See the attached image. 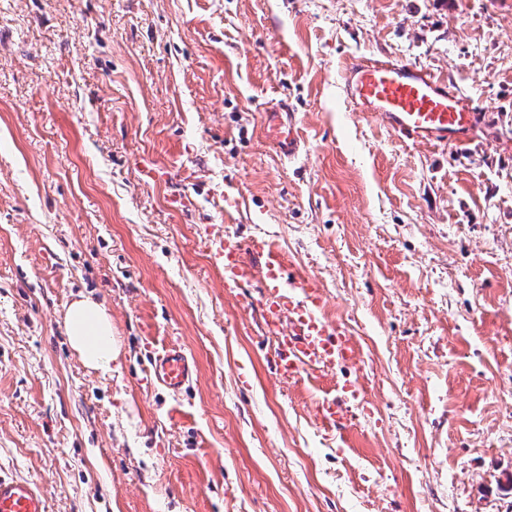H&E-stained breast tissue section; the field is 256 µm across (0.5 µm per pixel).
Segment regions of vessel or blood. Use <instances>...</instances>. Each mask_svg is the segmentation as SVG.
Segmentation results:
<instances>
[{"label": "vessel or blood", "instance_id": "vessel-or-blood-1", "mask_svg": "<svg viewBox=\"0 0 512 512\" xmlns=\"http://www.w3.org/2000/svg\"><path fill=\"white\" fill-rule=\"evenodd\" d=\"M344 84L348 96L398 136L416 144L447 145L467 140L480 122V113L454 86L433 71L381 60H360L347 66ZM265 134L282 158H299L305 143L296 129V117L287 102L266 114ZM224 287L235 292L261 281L264 325L278 342V370L288 379L302 371H328L352 362L350 339L321 315L322 287L313 277H285L286 256L269 240L224 246ZM154 381L172 393L188 387L195 365L175 346L162 349L151 363ZM360 388L352 382L336 387L314 402L323 428H345ZM0 512H47L41 488L28 480L0 475Z\"/></svg>", "mask_w": 512, "mask_h": 512}]
</instances>
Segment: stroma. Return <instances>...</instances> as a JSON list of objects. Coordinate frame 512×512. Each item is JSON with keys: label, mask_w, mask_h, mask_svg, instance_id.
Wrapping results in <instances>:
<instances>
[{"label": "stroma", "mask_w": 512, "mask_h": 512, "mask_svg": "<svg viewBox=\"0 0 512 512\" xmlns=\"http://www.w3.org/2000/svg\"><path fill=\"white\" fill-rule=\"evenodd\" d=\"M357 58L432 70L481 128L400 138L345 94ZM230 236L320 280L356 363L280 377ZM509 262L512 0H0V472L49 512H512ZM83 296L106 373L65 333ZM351 379L327 433L314 398ZM265 134L275 152L286 160L299 158L305 150L296 129L295 113L286 101L266 112ZM71 347L83 363L94 370L109 372L119 350L112 338V319L105 308L90 297L71 303L64 318ZM150 373L157 384L177 394L193 381L195 365L178 347L168 346L154 357Z\"/></svg>", "instance_id": "35a3bbf8"}]
</instances>
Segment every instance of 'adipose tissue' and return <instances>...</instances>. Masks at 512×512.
Returning <instances> with one entry per match:
<instances>
[{
	"label": "adipose tissue",
	"mask_w": 512,
	"mask_h": 512,
	"mask_svg": "<svg viewBox=\"0 0 512 512\" xmlns=\"http://www.w3.org/2000/svg\"><path fill=\"white\" fill-rule=\"evenodd\" d=\"M64 323L69 343L83 363L94 370L111 371L119 350L105 308L91 298L78 299L67 308Z\"/></svg>",
	"instance_id": "adipose-tissue-1"
}]
</instances>
